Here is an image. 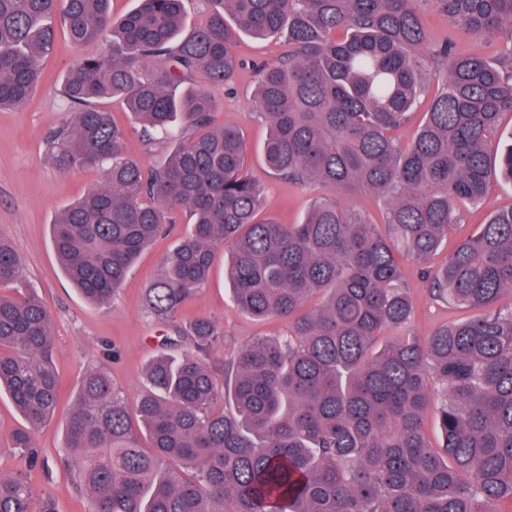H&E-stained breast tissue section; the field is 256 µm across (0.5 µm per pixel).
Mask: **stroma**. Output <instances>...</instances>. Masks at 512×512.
I'll return each instance as SVG.
<instances>
[{
	"label": "stroma",
	"instance_id": "stroma-1",
	"mask_svg": "<svg viewBox=\"0 0 512 512\" xmlns=\"http://www.w3.org/2000/svg\"><path fill=\"white\" fill-rule=\"evenodd\" d=\"M287 49L282 41L240 38L235 47L241 61L238 73L230 84L213 85L209 91L217 104V122L237 128L248 145V168L265 187L266 216L283 224H296L307 213L313 194L289 186L265 167L260 147L267 127L257 116L253 102L258 65L279 59ZM73 60L69 42L65 36H58L54 50L42 61L44 78L29 101L19 108L0 110V234L19 249L27 286L50 311L54 367L61 386L57 413L37 437L39 453L48 461L44 468L28 467L13 448L12 434L24 420L9 396L0 394V472L22 474L37 494L55 498L59 512H88L87 498L75 490L60 461L66 419L87 369L106 366L113 382L122 387L128 404L133 405L144 387L148 361L172 336L174 326L188 325L200 317L219 324L224 335L214 345L210 362L220 369L225 358L253 337L284 335L288 323L280 319L256 322L230 306L224 253L220 250L215 253L209 283L181 305L173 324L161 323L147 313L145 290L160 274L166 256L187 227L189 215L183 211L177 213L172 231L140 256L109 305L88 303L69 284L51 243L50 225L60 209L102 180L99 169L62 171L45 156L47 134L65 119L61 78ZM101 107L111 112L118 125L127 127L128 153L147 165L160 159L163 145L146 146L141 126L134 124L120 103L105 101ZM511 206L512 183L501 177L494 179L485 203L467 207V221L449 234V246H456L475 232L491 211ZM406 269L414 304L409 326L412 335L423 340L440 326L472 317V310L434 301L415 265L407 264Z\"/></svg>",
	"mask_w": 512,
	"mask_h": 512
}]
</instances>
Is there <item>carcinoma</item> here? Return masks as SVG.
Listing matches in <instances>:
<instances>
[{
    "label": "carcinoma",
    "mask_w": 512,
    "mask_h": 512,
    "mask_svg": "<svg viewBox=\"0 0 512 512\" xmlns=\"http://www.w3.org/2000/svg\"><path fill=\"white\" fill-rule=\"evenodd\" d=\"M111 0H0V109L22 105L62 28L75 63L62 80L66 119L45 142L63 170L97 167L100 184L64 207L52 245L67 280L106 306L139 255L184 210L190 230L145 291L163 322L207 284L228 252L230 304L288 334L258 337L209 364L223 330L209 318L176 329L191 351L146 368L136 411L105 367L84 373L66 422L63 466L89 512H502L512 502V207L498 210L440 265L459 204L481 205L494 142L512 112V0H205L208 21L182 32L183 0H138L121 21ZM499 39L491 62L436 38L419 10ZM283 40L258 67L254 101L268 127L265 166L316 191L298 224L263 219L265 188L247 145L213 125L208 85L229 84L242 37ZM90 45L101 51L86 52ZM117 99L147 144L175 141L159 166L125 150L127 132L97 103ZM423 120L403 145L394 132ZM372 196L382 223L343 204ZM432 298L478 311L422 341L402 260ZM17 248L0 234V391L26 427L29 466L55 415L48 308L17 287ZM433 414L441 443L423 422ZM0 512H57L19 474L0 473Z\"/></svg>",
    "instance_id": "carcinoma-1"
}]
</instances>
